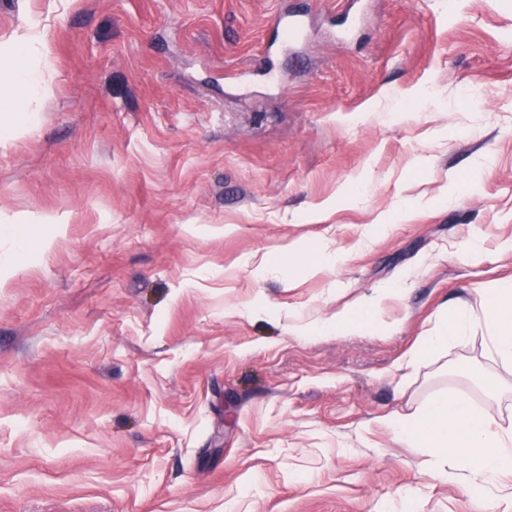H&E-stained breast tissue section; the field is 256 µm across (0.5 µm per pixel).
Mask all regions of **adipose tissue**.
I'll return each mask as SVG.
<instances>
[{"label":"adipose tissue","mask_w":512,"mask_h":512,"mask_svg":"<svg viewBox=\"0 0 512 512\" xmlns=\"http://www.w3.org/2000/svg\"><path fill=\"white\" fill-rule=\"evenodd\" d=\"M38 26L20 35L12 54L0 64V84L12 89V99L0 110L16 111L39 92L40 75L29 66L33 45L44 44ZM481 313L472 308H457L451 319L443 321L434 334L421 337L411 354L419 360L434 350L458 340L461 332L476 323H484L489 332L492 353L503 362H512V281L484 289ZM386 426L404 442L431 449L447 463L468 469L476 479L496 480L512 476V430L498 426L488 413L475 410L456 395L438 393L425 401L412 416L388 418ZM468 484L467 492L477 486Z\"/></svg>","instance_id":"1"}]
</instances>
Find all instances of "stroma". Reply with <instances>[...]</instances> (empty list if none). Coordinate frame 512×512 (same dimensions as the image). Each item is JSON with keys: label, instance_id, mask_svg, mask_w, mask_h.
I'll list each match as a JSON object with an SVG mask.
<instances>
[{"label": "stroma", "instance_id": "stroma-1", "mask_svg": "<svg viewBox=\"0 0 512 512\" xmlns=\"http://www.w3.org/2000/svg\"><path fill=\"white\" fill-rule=\"evenodd\" d=\"M34 23L0 512H512L380 423L448 392L512 428L483 329L410 359L512 278V0H0V52ZM385 294L386 291H383L355 309L336 313L335 321L328 324L325 330L341 335L345 332L356 333L372 328L366 315L371 308L380 304Z\"/></svg>", "mask_w": 512, "mask_h": 512}]
</instances>
